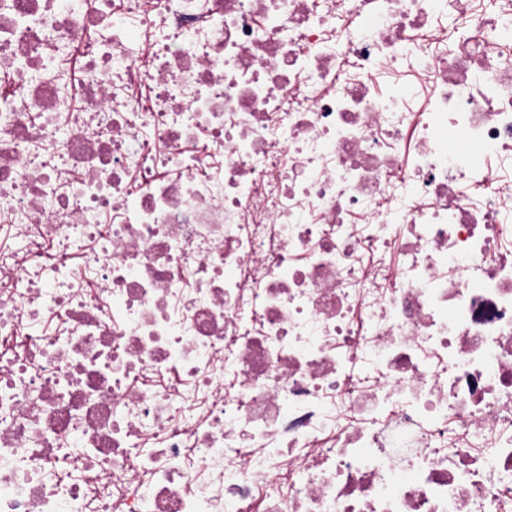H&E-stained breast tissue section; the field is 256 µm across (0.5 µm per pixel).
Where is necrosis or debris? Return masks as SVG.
<instances>
[{
  "label": "necrosis or debris",
  "mask_w": 512,
  "mask_h": 512,
  "mask_svg": "<svg viewBox=\"0 0 512 512\" xmlns=\"http://www.w3.org/2000/svg\"><path fill=\"white\" fill-rule=\"evenodd\" d=\"M0 512H512V0H0Z\"/></svg>",
  "instance_id": "necrosis-or-debris-1"
}]
</instances>
